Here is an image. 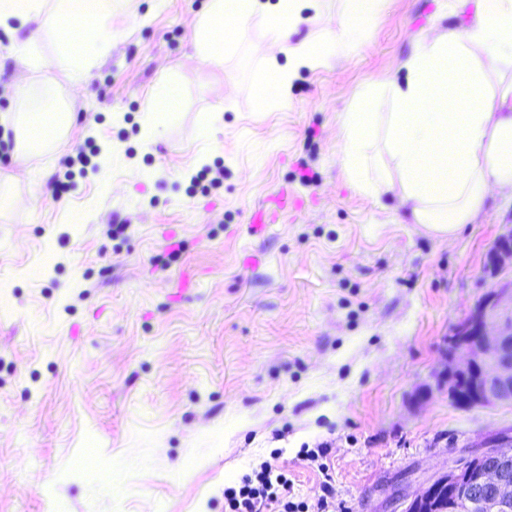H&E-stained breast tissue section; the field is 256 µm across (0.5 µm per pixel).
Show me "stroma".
<instances>
[{"instance_id":"35a3bbf8","label":"stroma","mask_w":512,"mask_h":512,"mask_svg":"<svg viewBox=\"0 0 512 512\" xmlns=\"http://www.w3.org/2000/svg\"><path fill=\"white\" fill-rule=\"evenodd\" d=\"M205 5L123 0L80 83L51 42L33 68L0 30V512H224L225 487L264 462L311 505L324 476L301 449L322 440L335 512H403L512 430V405L461 409L434 387L444 339L490 284L512 188L444 238L340 163L343 116L368 99L374 161L391 167L384 86L406 83L423 40L463 33L473 0H385L356 53L335 39L345 0H300L287 43L270 48L256 14L219 66L197 55ZM308 48L320 64L295 69ZM272 57L284 107L256 94ZM165 79L181 101L155 129ZM20 82L73 115L24 154ZM284 186L301 208L253 233ZM118 219L127 231L109 232Z\"/></svg>"}]
</instances>
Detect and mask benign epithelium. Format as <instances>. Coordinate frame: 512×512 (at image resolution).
<instances>
[{"label":"benign epithelium","mask_w":512,"mask_h":512,"mask_svg":"<svg viewBox=\"0 0 512 512\" xmlns=\"http://www.w3.org/2000/svg\"><path fill=\"white\" fill-rule=\"evenodd\" d=\"M512 267V228L490 249L485 274L494 280L468 315L445 339L437 387L460 408L512 403V280L499 276ZM482 450L451 465L405 498L416 512L433 508L437 495L465 505L466 512H512V440L480 444Z\"/></svg>","instance_id":"7a95c632"}]
</instances>
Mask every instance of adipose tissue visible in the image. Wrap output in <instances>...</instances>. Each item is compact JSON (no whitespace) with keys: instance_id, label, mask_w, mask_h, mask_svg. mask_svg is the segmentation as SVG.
<instances>
[{"instance_id":"obj_1","label":"adipose tissue","mask_w":512,"mask_h":512,"mask_svg":"<svg viewBox=\"0 0 512 512\" xmlns=\"http://www.w3.org/2000/svg\"><path fill=\"white\" fill-rule=\"evenodd\" d=\"M261 0H207L198 21L202 62L223 63L226 29L249 20ZM112 0H0V27L28 29L12 55L52 38L56 67L79 80L116 35ZM512 63V0H477L471 25L458 36L421 42L408 62L410 80L389 83L393 105L384 144L393 172L374 167L365 106L345 113L340 160L360 189L380 196L399 190L415 223L457 235L482 209L490 186L512 187V90L497 91L492 74Z\"/></svg>"}]
</instances>
